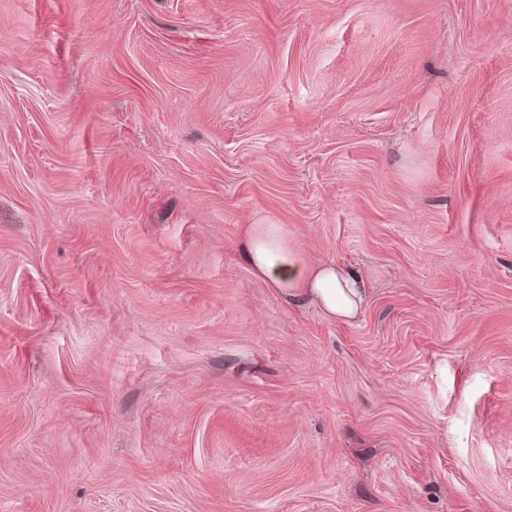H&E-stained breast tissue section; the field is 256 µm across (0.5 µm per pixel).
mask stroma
I'll list each match as a JSON object with an SVG mask.
<instances>
[{"instance_id": "obj_1", "label": "stroma", "mask_w": 512, "mask_h": 512, "mask_svg": "<svg viewBox=\"0 0 512 512\" xmlns=\"http://www.w3.org/2000/svg\"><path fill=\"white\" fill-rule=\"evenodd\" d=\"M0 512H512V0H0ZM253 273L271 288L309 301L334 318L354 319L366 303L359 273L350 266L300 262L281 224H247L240 245Z\"/></svg>"}]
</instances>
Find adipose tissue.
Returning a JSON list of instances; mask_svg holds the SVG:
<instances>
[{
  "label": "adipose tissue",
  "instance_id": "adipose-tissue-1",
  "mask_svg": "<svg viewBox=\"0 0 512 512\" xmlns=\"http://www.w3.org/2000/svg\"><path fill=\"white\" fill-rule=\"evenodd\" d=\"M240 251L253 273L270 287L309 301L331 317L353 319L365 306L366 290L355 269L333 262L303 264L283 225H245Z\"/></svg>",
  "mask_w": 512,
  "mask_h": 512
}]
</instances>
